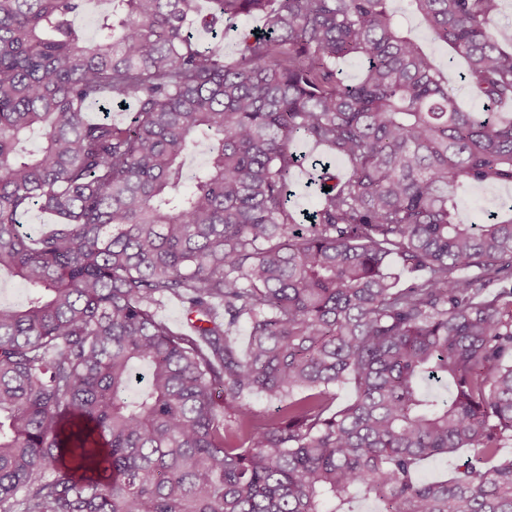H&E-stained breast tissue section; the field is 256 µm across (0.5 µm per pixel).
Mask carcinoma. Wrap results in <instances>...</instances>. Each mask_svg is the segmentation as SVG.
<instances>
[{
	"instance_id": "1",
	"label": "carcinoma",
	"mask_w": 512,
	"mask_h": 512,
	"mask_svg": "<svg viewBox=\"0 0 512 512\" xmlns=\"http://www.w3.org/2000/svg\"><path fill=\"white\" fill-rule=\"evenodd\" d=\"M102 2L90 37L89 0H0V270L29 291L0 304V512H512V204L459 219L512 186L502 0H409L484 112L391 0ZM242 16L229 57L194 36ZM408 0H393V9L403 30L420 41L426 51L436 57L446 77L454 81L457 94L462 104L473 110H482L483 101L465 83L459 80V72L464 68L461 59H455L448 67V59L452 56L448 47L434 42L427 29L420 23L419 19L411 11ZM502 202H512V187L501 189L495 196L485 195L481 190L475 189L469 193L466 202L460 208V217L470 222L474 215L496 210ZM157 317L174 328L187 330L186 319L181 304L175 299L165 300L156 309ZM471 453L469 448H460L454 453L425 459L417 468V475L423 480L448 478L455 467Z\"/></svg>"
}]
</instances>
